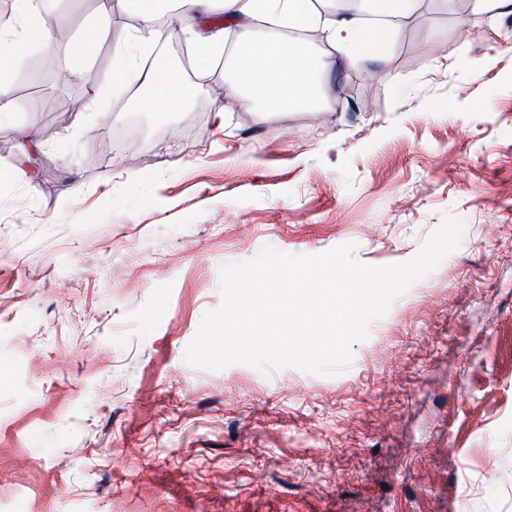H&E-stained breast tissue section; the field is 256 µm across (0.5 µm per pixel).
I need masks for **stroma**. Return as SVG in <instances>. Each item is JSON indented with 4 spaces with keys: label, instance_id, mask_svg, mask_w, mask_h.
Returning a JSON list of instances; mask_svg holds the SVG:
<instances>
[{
    "label": "stroma",
    "instance_id": "35a3bbf8",
    "mask_svg": "<svg viewBox=\"0 0 512 512\" xmlns=\"http://www.w3.org/2000/svg\"><path fill=\"white\" fill-rule=\"evenodd\" d=\"M101 2L40 0L53 40L0 112V512H512V13L419 0L381 59L324 71L329 110L219 122L213 64L182 112L101 91L136 24L113 8L75 55ZM446 211L460 247L343 373L185 363L220 264L404 263ZM101 11L95 39L91 42L76 44L72 49L73 53L81 56L93 55L110 39V14L112 13V0L102 2Z\"/></svg>",
    "mask_w": 512,
    "mask_h": 512
}]
</instances>
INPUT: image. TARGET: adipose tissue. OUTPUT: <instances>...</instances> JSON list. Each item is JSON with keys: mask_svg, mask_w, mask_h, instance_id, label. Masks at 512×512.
<instances>
[{"mask_svg": "<svg viewBox=\"0 0 512 512\" xmlns=\"http://www.w3.org/2000/svg\"><path fill=\"white\" fill-rule=\"evenodd\" d=\"M375 10L391 17L387 29L366 24L358 13L321 18L313 0H129L137 14V24L129 35L131 42L152 39L159 18H167L169 34L186 37L197 47L199 63L224 50L220 33H202L197 22L205 21L211 6H219L225 19L236 25L240 39L249 49L237 61L239 80L225 91L228 106L245 107L260 102L274 110L313 107L318 95L321 61L306 44L272 48L254 42L248 24L252 17H274L302 30L324 35L336 62H348L357 51L378 57L388 49L386 34H397L401 27L418 17L417 0H371ZM15 25L0 24V112H11L16 102L3 77L12 69L22 46L49 44L51 20L38 13L34 0H14ZM147 90L144 107L152 112H180L188 104L192 89L174 73L148 72L142 78Z\"/></svg>", "mask_w": 512, "mask_h": 512, "instance_id": "adipose-tissue-1", "label": "adipose tissue"}]
</instances>
